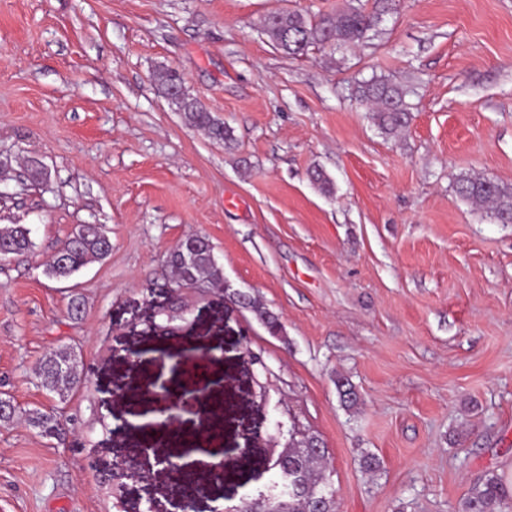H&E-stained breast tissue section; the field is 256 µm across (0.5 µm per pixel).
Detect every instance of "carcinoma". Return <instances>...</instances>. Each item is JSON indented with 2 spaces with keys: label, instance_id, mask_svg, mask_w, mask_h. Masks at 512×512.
I'll use <instances>...</instances> for the list:
<instances>
[{
  "label": "carcinoma",
  "instance_id": "1",
  "mask_svg": "<svg viewBox=\"0 0 512 512\" xmlns=\"http://www.w3.org/2000/svg\"><path fill=\"white\" fill-rule=\"evenodd\" d=\"M377 12H368L358 4L333 14L312 19L297 11H279L268 14L262 21V31L273 46L291 56L308 53L312 48L336 44L358 43L375 26ZM154 80L163 96L183 114L186 122L204 130L209 138L226 145L234 142L233 129L217 118L202 102L173 97L172 88L179 81L178 72L164 67L154 72ZM359 102L372 107L374 119L386 134H395L408 122L407 90L386 79H371L357 87ZM462 200L484 206L501 224H512V187L488 177H463L456 186ZM31 229L25 224L0 226V248L12 255L32 251ZM112 251V242L99 228L87 225L68 236L47 264L45 273L51 279L67 280L89 262L103 259ZM167 264L172 268L171 287L194 284L206 287H224V278L215 263L209 241L199 235L187 236L168 253ZM233 303L249 308L272 336L283 332L279 318L248 293L225 290ZM40 386L47 393L59 396L61 401L78 383L77 354L70 346H61L44 359L38 368ZM336 388L342 401L353 406L358 393L353 384L340 378ZM29 425L49 438L64 434L61 416L54 411L33 409L27 412ZM326 449L311 445L288 449L275 459L273 487L276 493L271 501L250 498L238 505V512H335L334 490L329 477L321 470ZM512 509V491L495 475L486 476L463 499L456 512H509Z\"/></svg>",
  "mask_w": 512,
  "mask_h": 512
}]
</instances>
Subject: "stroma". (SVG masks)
Segmentation results:
<instances>
[{
  "label": "stroma",
  "instance_id": "stroma-1",
  "mask_svg": "<svg viewBox=\"0 0 512 512\" xmlns=\"http://www.w3.org/2000/svg\"><path fill=\"white\" fill-rule=\"evenodd\" d=\"M351 3L0 0V225H29L35 243L0 261V393L67 425L55 439L0 423V512L174 497L214 512L270 486L263 441L286 448L294 424L327 450L336 512H453L491 473L512 489V224L455 192L465 176L512 186V0H396L363 42L297 58L260 30L272 12ZM165 66L234 147L169 104L152 79ZM379 77L410 91L394 136L354 96ZM30 156L46 181L29 179ZM77 224L105 225L111 254L48 278ZM190 233L283 336L223 290L167 292L166 256ZM63 345L80 381L62 404L36 372ZM178 351L224 354L213 374L232 463L219 481L147 463L117 477L127 448L150 444L128 424L153 408L145 386L182 384Z\"/></svg>",
  "mask_w": 512,
  "mask_h": 512
}]
</instances>
